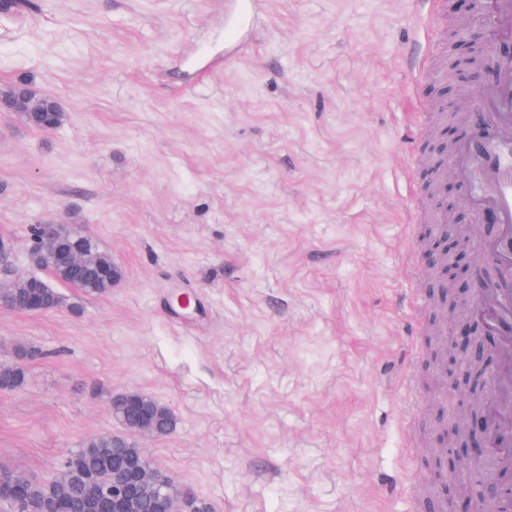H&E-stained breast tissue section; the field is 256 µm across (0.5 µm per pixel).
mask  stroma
<instances>
[{
  "label": "stroma",
  "instance_id": "obj_1",
  "mask_svg": "<svg viewBox=\"0 0 512 512\" xmlns=\"http://www.w3.org/2000/svg\"><path fill=\"white\" fill-rule=\"evenodd\" d=\"M28 0L0 13V88L57 99V129L0 110V239L28 262L34 224L90 236L123 277L68 288L75 309L0 308V362L39 354L0 392V464L42 482L118 432L112 395L177 420L137 438L213 512H412L454 493L430 449L447 422L426 341L438 271L418 277L431 201L419 139L481 0ZM188 294L198 310L178 307ZM131 402V404L116 406L114 407V410L118 413L124 414L128 421H133L137 418L142 408H149L155 415V421L153 424L155 435L165 434L164 436H166L175 430V417L173 420L171 413L165 409L164 406L155 402L152 398L141 393H132Z\"/></svg>",
  "mask_w": 512,
  "mask_h": 512
}]
</instances>
